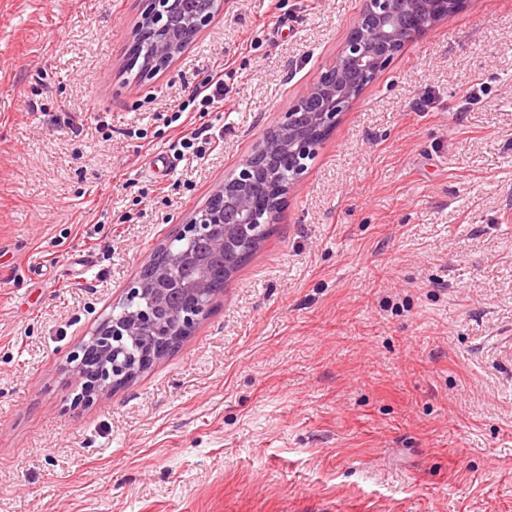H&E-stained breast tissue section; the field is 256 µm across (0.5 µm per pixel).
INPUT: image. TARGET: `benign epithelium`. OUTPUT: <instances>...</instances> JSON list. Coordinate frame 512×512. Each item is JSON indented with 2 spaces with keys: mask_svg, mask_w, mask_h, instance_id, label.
Instances as JSON below:
<instances>
[{
  "mask_svg": "<svg viewBox=\"0 0 512 512\" xmlns=\"http://www.w3.org/2000/svg\"><path fill=\"white\" fill-rule=\"evenodd\" d=\"M188 0H147L134 35L149 36L157 62L168 65L213 20L211 12L187 15L179 5ZM468 0H364L336 56L321 68L270 135L254 147L239 168L224 179L215 200L180 225L182 246L166 261L137 276L123 297L136 301L116 317L106 315L73 350L70 360L79 375L75 407L92 405L120 384H130L145 368L192 335L206 319L216 295L209 288L224 254L259 245L267 224L276 223L288 193L306 172L322 136L384 72L404 48L452 14ZM272 156L288 171V184L277 185L264 199L259 187L268 180L265 166ZM140 342L154 345L137 357L126 350Z\"/></svg>",
  "mask_w": 512,
  "mask_h": 512,
  "instance_id": "1",
  "label": "benign epithelium"
}]
</instances>
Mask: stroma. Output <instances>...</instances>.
Returning a JSON list of instances; mask_svg holds the SVG:
<instances>
[{"label": "stroma", "mask_w": 512, "mask_h": 512, "mask_svg": "<svg viewBox=\"0 0 512 512\" xmlns=\"http://www.w3.org/2000/svg\"><path fill=\"white\" fill-rule=\"evenodd\" d=\"M361 5L225 0L136 82L144 0H0V512H512V0L408 45L193 334L72 405L73 347ZM223 70L216 72L210 79L209 85L198 87L189 95L193 100L201 97L200 102L207 103L204 110L198 112H209V105L219 102V96L224 94V74Z\"/></svg>", "instance_id": "1"}]
</instances>
